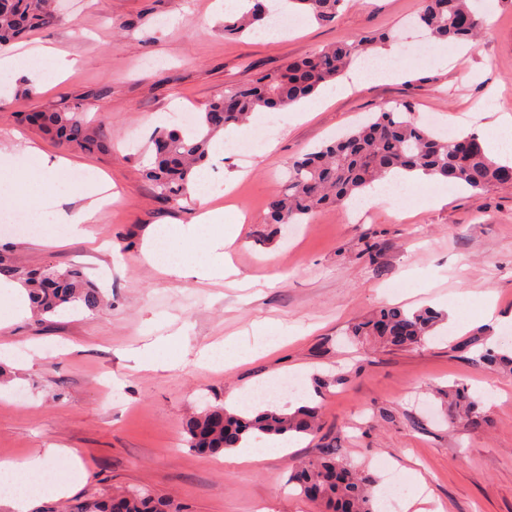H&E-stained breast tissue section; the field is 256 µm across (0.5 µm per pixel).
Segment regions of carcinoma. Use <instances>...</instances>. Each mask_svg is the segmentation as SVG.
Wrapping results in <instances>:
<instances>
[{"label": "carcinoma", "mask_w": 512, "mask_h": 512, "mask_svg": "<svg viewBox=\"0 0 512 512\" xmlns=\"http://www.w3.org/2000/svg\"><path fill=\"white\" fill-rule=\"evenodd\" d=\"M55 0H0V48L57 21ZM288 8L323 25H333L344 0H285ZM483 0H422L415 23L439 41H470L484 25ZM238 14L224 18V36L242 38L264 29L272 14L267 0H245ZM390 41V34L352 36L327 46L281 71L261 73L254 80L231 85L224 96L212 101L198 125L188 133L161 129L151 138L152 153L143 174L159 200L170 203L187 195L196 170L208 157L212 140L225 129L245 123L260 108L279 109L315 94L336 81L358 56ZM26 121L59 144L84 151L106 150L108 141L97 132L86 113L43 109L26 114ZM422 170L476 194L512 184V164L492 159L477 135L443 139L415 122L406 106L383 109L345 137L293 157L288 162L285 188L267 206V224H301L327 207H339L385 178L392 170ZM0 275L19 278L28 289L34 310L41 316L61 309L81 308L98 312L107 306L99 288L77 268L46 269L18 275L0 260ZM439 321L430 309L413 313L383 306L353 323L347 335L358 344L377 342L387 346L421 344ZM472 363L512 375V354L486 347ZM449 418L474 431L491 426L478 402L463 385L442 392ZM321 406L306 403L291 412L278 408L254 414L210 408L186 423L188 443L202 454H218L236 448L256 434L287 439L320 429ZM291 482L300 494L315 503L319 512H373V477L348 464L339 449L325 448L319 455L296 466ZM182 512L171 500L156 499L138 491L107 495L77 503L73 512Z\"/></svg>", "instance_id": "1"}]
</instances>
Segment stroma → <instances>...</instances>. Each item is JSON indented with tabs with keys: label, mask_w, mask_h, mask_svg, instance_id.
Masks as SVG:
<instances>
[{
	"label": "stroma",
	"mask_w": 512,
	"mask_h": 512,
	"mask_svg": "<svg viewBox=\"0 0 512 512\" xmlns=\"http://www.w3.org/2000/svg\"><path fill=\"white\" fill-rule=\"evenodd\" d=\"M421 0H345L335 25L307 18L269 41L225 38L222 0H59L55 25L9 46L65 52L63 74L48 67L8 77L0 93V146L36 147L70 160L58 201L32 221L0 227V255L14 266L81 269L106 293L97 313L69 308L29 315L0 329L13 348L0 358V460L22 462L49 447L75 448L86 472L69 495L38 502L39 512L133 487L184 504L188 512H318L288 484L299 460L338 447L375 479L374 505L396 474L402 496L425 490L440 512H512V377L492 373L460 350L466 336L512 348V185L479 195L464 188L443 204L419 209V195L370 206L325 208L307 223H264L270 200L286 178L289 158L340 137L384 108L410 105L415 121L434 118L439 136L466 134L470 114L512 113V5L487 0L478 46L431 41L428 56L391 42L403 75L347 89L345 79L321 90L328 105L303 117L266 121L250 152H210V206L239 224L230 254L237 275L201 279L163 274L142 259L159 224L188 223L197 201L161 204L141 175L155 130L183 128L256 73L282 67L352 35L399 32ZM82 104L112 143L106 151L61 146L30 127L26 113ZM107 174L119 202L101 209L90 237L69 233L60 210L76 211L73 182L89 169ZM49 226L56 241L39 240ZM375 242L376 261L364 254ZM496 297L486 320L481 296ZM384 305L431 307L469 320L455 332L441 319L425 343L410 348L348 343L347 328ZM175 337L183 361L162 371L138 370L128 352ZM224 344L229 367L201 363L205 348ZM344 383L318 391L320 375ZM294 380L298 391L277 397L287 409L307 397L323 405V426L293 437L284 454L258 464H228L223 455L190 448L187 418L231 393ZM464 384L492 421L484 432L449 424L436 392Z\"/></svg>",
	"instance_id": "obj_1"
}]
</instances>
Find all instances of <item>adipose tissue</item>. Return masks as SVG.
<instances>
[{"instance_id": "adipose-tissue-1", "label": "adipose tissue", "mask_w": 512, "mask_h": 512, "mask_svg": "<svg viewBox=\"0 0 512 512\" xmlns=\"http://www.w3.org/2000/svg\"><path fill=\"white\" fill-rule=\"evenodd\" d=\"M21 164L29 166L37 176L39 197L45 201L56 199L59 181L69 168L68 161L32 147L21 154L0 149V177ZM110 188V183L101 176L73 186V194L87 199L88 205L64 215L63 221L71 233H83L85 223L101 208L103 194ZM237 236L235 225L225 223L223 209H211L195 217L189 227H170L152 235L142 256L165 274L225 278L235 272L226 248ZM0 475L11 485L0 502L11 512H31L36 500L63 496L83 480L85 473L74 450L50 448L44 455L24 462L0 461Z\"/></svg>"}]
</instances>
